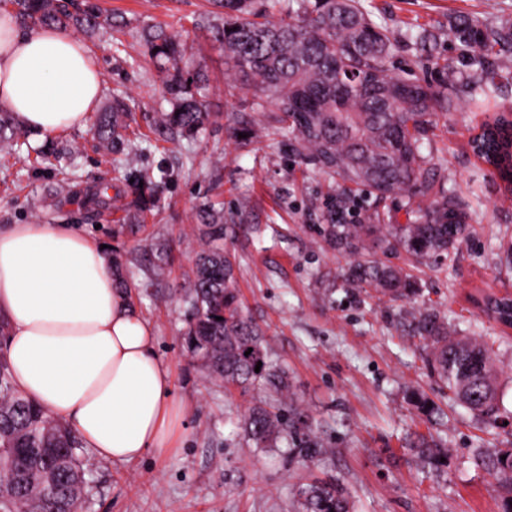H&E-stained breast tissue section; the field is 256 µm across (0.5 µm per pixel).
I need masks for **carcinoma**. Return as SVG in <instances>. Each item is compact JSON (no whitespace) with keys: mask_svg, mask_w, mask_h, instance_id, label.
<instances>
[{"mask_svg":"<svg viewBox=\"0 0 512 512\" xmlns=\"http://www.w3.org/2000/svg\"><path fill=\"white\" fill-rule=\"evenodd\" d=\"M24 27L56 26L90 38L123 33L117 20L94 0H0ZM213 39L224 46L231 64L224 89L249 93L256 112H275L293 133L289 150L306 164L342 182L340 192L322 211V241L351 258L346 281L391 299L418 294L416 277L407 269L375 257L371 244L416 261L446 258L469 238L473 226L453 192L434 191L432 158L423 153L436 118L463 108L454 91L458 71L448 66L433 87L394 68V43L387 28L374 23L361 0H207ZM139 37L146 56L163 74L170 111L160 113L155 128L195 136L210 119L206 80L191 68L195 55L189 36L163 27L144 28ZM459 43L478 68L470 81L488 98L498 89L496 59L512 53V20L490 25L472 15L448 22V43ZM438 37L422 28L408 47L432 56ZM130 106L114 98L94 116L90 133L103 149L124 155L128 147L124 121ZM502 108L480 125L475 139L485 147L478 157L495 166L512 191V121ZM25 134L13 113L0 112V149L14 150ZM47 167L60 162L63 149L54 140L34 150ZM122 189L110 195L112 182L89 188L63 174L48 191L46 206L76 204L94 217L122 201L136 233L160 199V183L129 155L119 159ZM377 200L404 201L407 223L353 221L357 192ZM223 207L210 204L198 214L203 247L196 253L185 343L206 362L210 375L242 390L264 388L278 394L274 409L262 401L249 407L240 428L257 448L284 442L304 461L322 453L307 425L308 415L290 400L288 375L269 356L264 333L243 310L238 297L235 261L224 252V238L238 230L223 220ZM492 319L512 327V299L495 298ZM403 326L423 342L431 376L440 388L485 425L498 424L499 395L494 344L489 337L448 330L434 310L418 308ZM7 326L0 322V473L15 481L17 497L0 500V512H63L82 505L89 483L84 450L77 436L11 383L4 348ZM251 354H246V351ZM260 371H255L257 363ZM407 453L425 468L448 467V443L436 435L416 434ZM506 459H501V456ZM477 465L495 479L505 496L501 512H512V448L486 449ZM299 512H352L343 488L332 482L305 483L297 489Z\"/></svg>","mask_w":512,"mask_h":512,"instance_id":"1","label":"carcinoma"}]
</instances>
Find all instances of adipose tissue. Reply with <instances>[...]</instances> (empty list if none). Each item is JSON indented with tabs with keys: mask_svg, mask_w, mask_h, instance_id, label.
Segmentation results:
<instances>
[{
	"mask_svg": "<svg viewBox=\"0 0 512 512\" xmlns=\"http://www.w3.org/2000/svg\"><path fill=\"white\" fill-rule=\"evenodd\" d=\"M102 93L81 40L54 27L22 32L0 11V107L37 139L85 128ZM0 320L15 390L65 422L93 459L129 465L180 447L186 407L99 239L73 224L0 226Z\"/></svg>",
	"mask_w": 512,
	"mask_h": 512,
	"instance_id": "adipose-tissue-1",
	"label": "adipose tissue"
}]
</instances>
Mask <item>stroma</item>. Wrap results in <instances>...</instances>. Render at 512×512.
<instances>
[{
  "mask_svg": "<svg viewBox=\"0 0 512 512\" xmlns=\"http://www.w3.org/2000/svg\"><path fill=\"white\" fill-rule=\"evenodd\" d=\"M97 2L123 15L134 30L160 23L194 40V64L209 80L212 118L194 141L154 134L152 118L167 109V94L138 39L126 38L119 53L107 41L89 42L104 95L129 99V132L141 142L139 164L163 186L157 208L134 235L125 229L126 213L118 205L96 222L74 205L58 214L45 210L42 200L57 180L55 171L0 150V225L35 219L74 224L120 253L133 284L130 299L153 324L156 350L171 370L176 396L187 404L180 448L149 452L126 468L88 461L85 512H297V485L315 480L337 482L354 512H500L494 481L474 456L481 448L507 447L512 439L443 394L420 340L397 325L400 315L425 305L440 313L449 330L496 338L500 407L512 414V328L487 318L475 304L484 294L512 295V265L503 254L512 241V194L472 151L471 138L487 114L469 107L465 83L455 87L464 110L439 119L430 150L437 184L465 203L474 234L443 260L412 264L405 255L393 256L394 264L417 278L419 295L413 301L381 299L346 285L348 256L322 243L314 230L321 212L309 201L332 193L333 180L289 153L288 133L274 113L254 112L251 96H225L224 50L199 24L205 0ZM363 4L396 41L395 67L431 84L439 79L432 59L403 46L409 30L444 34L460 13L488 23L512 19V0ZM246 123L256 128V137L231 139V130ZM61 137L76 154L82 182L115 178L88 130L71 129ZM216 200L224 203L225 223L243 227L225 239L224 249L239 263L245 313L265 331L271 358L287 370L324 445L314 460L248 444L238 422L253 402L272 400V393L214 384L185 348L184 296L200 247L197 214ZM158 242L168 244L169 262L153 278L147 266ZM411 390L424 392L440 418L413 408L406 397ZM428 432L448 440V468L440 474L403 451L407 435Z\"/></svg>",
  "mask_w": 512,
  "mask_h": 512,
  "instance_id": "stroma-1",
  "label": "stroma"
}]
</instances>
